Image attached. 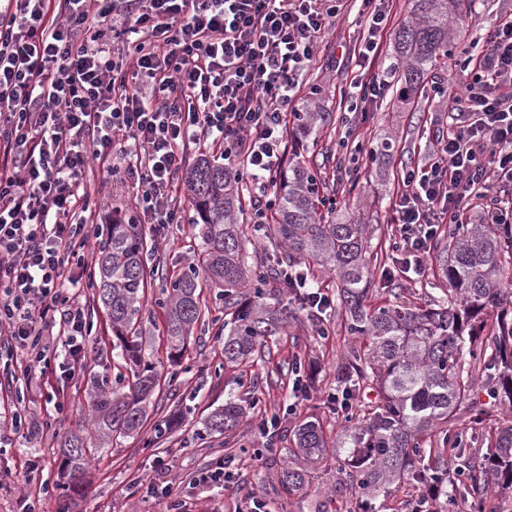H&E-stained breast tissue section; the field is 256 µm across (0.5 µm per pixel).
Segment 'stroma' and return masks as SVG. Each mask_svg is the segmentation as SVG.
<instances>
[{"label": "stroma", "mask_w": 512, "mask_h": 512, "mask_svg": "<svg viewBox=\"0 0 512 512\" xmlns=\"http://www.w3.org/2000/svg\"><path fill=\"white\" fill-rule=\"evenodd\" d=\"M334 25L320 39L313 65L303 77L290 109L303 111L313 103L329 117L316 142L288 141L310 169L321 174L336 202L337 212L350 213L369 226L368 256L375 273L368 303L379 307L436 302L445 295L434 275L417 277L396 272L384 280L381 272L394 266L395 224L391 198L403 169L425 164L438 136L453 129L452 94L464 81L462 72L445 65L429 72L423 90L405 98L402 83L390 76L397 28L414 16L413 0H395L392 22L382 35L383 51L372 71L386 74L385 96L349 111L355 82L363 75L356 48L364 31L360 0H343ZM512 16V0H477L474 19L452 17L451 47L480 51L497 19ZM392 149L380 162L368 152L382 140ZM199 238L191 224L170 225L164 238L153 243L147 260L149 288L143 318L145 357L162 376L143 429L117 438L110 448L91 455L86 483L69 488L62 475V442L73 433H88L89 392L92 378L115 379L126 374L112 354V329L104 312L91 309L92 291L77 290L86 303L92 326L79 356L68 353L60 335L44 339L47 362L34 376H26L17 359L15 342L0 335V512H237L250 494L266 500L272 512H359L365 495L352 474L335 465L304 460L295 450L294 430L305 418L320 420L327 439H334L340 422L325 406L328 394L341 384L336 370L351 349L364 348L365 338L349 335L340 308L326 322L329 338L318 336L292 295L279 294L281 307L294 311L287 330L264 343L252 360L236 367L224 364L222 343L210 321L195 326L179 357L169 355L163 339L165 311L157 306L170 279L195 264ZM258 398L243 425L226 435L208 433L207 416L232 395ZM48 424L41 436L14 430L15 415ZM507 412L483 382H476L468 400L448 424L462 435L463 455L445 451L431 457L432 467L457 468L482 461L490 453ZM273 451H266L268 440ZM231 460L239 477L234 485L218 489L197 484L196 476L217 458ZM306 473L297 492L280 489L286 468ZM173 485L165 498L158 488Z\"/></svg>", "instance_id": "stroma-1"}]
</instances>
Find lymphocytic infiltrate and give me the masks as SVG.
<instances>
[{"mask_svg": "<svg viewBox=\"0 0 512 512\" xmlns=\"http://www.w3.org/2000/svg\"><path fill=\"white\" fill-rule=\"evenodd\" d=\"M337 0H0V330L21 353L63 327L71 353L88 334L70 294L76 246L100 238L86 173L112 183L114 151L136 188V221L164 235L183 221L178 175L189 146H221L247 179L283 163L284 114L336 19ZM358 55L372 63L388 0H363ZM469 111L436 139L392 200L403 263L425 272L440 224L476 211L512 223V19L465 53ZM488 205L475 209L483 190Z\"/></svg>", "mask_w": 512, "mask_h": 512, "instance_id": "f902f5d3", "label": "lymphocytic infiltrate"}]
</instances>
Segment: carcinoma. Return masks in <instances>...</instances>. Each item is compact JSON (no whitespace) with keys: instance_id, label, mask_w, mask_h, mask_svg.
Here are the masks:
<instances>
[{"instance_id":"carcinoma-1","label":"carcinoma","mask_w":512,"mask_h":512,"mask_svg":"<svg viewBox=\"0 0 512 512\" xmlns=\"http://www.w3.org/2000/svg\"><path fill=\"white\" fill-rule=\"evenodd\" d=\"M417 20L395 35L396 56L408 59L402 69L404 89L415 91L421 77L439 58L448 57V13L436 0H418ZM327 121L313 109L298 113L295 139L308 138ZM320 180L303 162L296 161L272 180L276 200L275 223L264 224L273 245L275 266L245 267L242 255L244 188L234 173L207 157L190 168L187 191L196 212L202 251L198 264L171 280L166 300L167 341L171 356L183 350L195 324L204 321L201 282L224 289V307L231 317L218 328L224 334V363L251 359L268 336L281 333L294 316L270 302L283 287L282 277L301 264L314 262L336 272L337 305L346 314L347 330L366 336L369 345L346 358L345 380L364 381L377 392L372 412L362 420L343 414L336 432V460L352 469L359 487L372 497L385 493L396 480L413 476L448 498V486L430 480L423 465L433 449L421 446V437L448 423L473 384L476 357L472 344L493 318L495 344L482 359L493 394L512 405V272H506L504 248L512 247V224H450L434 244L433 259L448 300L436 306L369 308L366 305L373 272L366 259V225L336 208L325 206ZM147 237L139 224L116 220L103 233L97 268L91 278L94 301L104 308L115 337L117 356L131 367V381L120 388L105 379L91 381L93 439L72 435L65 441L69 485L86 477L91 453L112 445L119 436L139 433L146 421L151 397L161 376L146 361L139 342L146 290ZM246 408L242 399L229 397L206 421L212 434L235 430ZM295 445L308 460L324 459L327 441L319 420H305L294 431ZM486 470L462 474L465 493L485 492L488 476L512 487V424L497 432ZM304 474L289 470L281 486L303 487Z\"/></svg>"}]
</instances>
